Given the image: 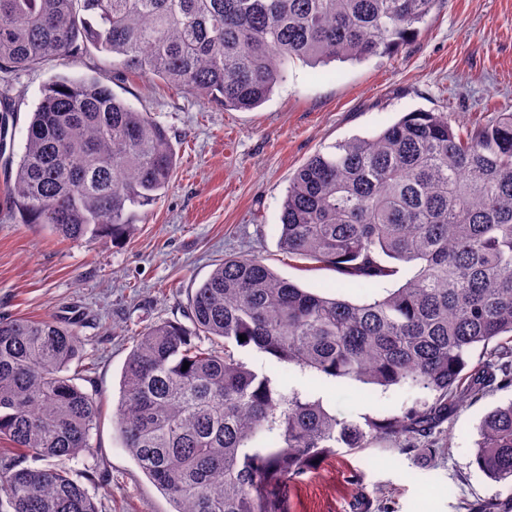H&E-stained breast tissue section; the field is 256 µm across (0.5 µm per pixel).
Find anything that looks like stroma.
<instances>
[{"instance_id": "obj_1", "label": "stroma", "mask_w": 512, "mask_h": 512, "mask_svg": "<svg viewBox=\"0 0 512 512\" xmlns=\"http://www.w3.org/2000/svg\"><path fill=\"white\" fill-rule=\"evenodd\" d=\"M92 75L119 99L150 113L170 131L173 182L120 242L72 241L41 224L21 223L0 197V316L75 319L93 370L71 366L98 402L101 418L84 459L104 479L89 491L102 512H171L172 506L122 443L112 413L132 338L150 324L178 320L191 289L215 264L254 255L301 288L319 292L340 276L279 246L281 202L296 171L318 151L369 137L415 110L445 112L470 126L512 106V0H438L406 46L383 58L288 67L270 99L250 111L227 110L163 81L123 71L118 59L88 49L18 72L13 149L46 84L56 75ZM249 365L276 371L288 387L322 399L339 417L362 421L414 407L424 393L348 380L332 388L295 365L250 355ZM512 399V386L485 388L449 413L444 436L402 453L381 445L337 449L304 480L288 485L289 512H463L464 504L497 498L498 484L473 462L478 426ZM365 473L362 489L350 485Z\"/></svg>"}]
</instances>
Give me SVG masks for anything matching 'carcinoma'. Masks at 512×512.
Segmentation results:
<instances>
[{"label": "carcinoma", "instance_id": "obj_1", "mask_svg": "<svg viewBox=\"0 0 512 512\" xmlns=\"http://www.w3.org/2000/svg\"><path fill=\"white\" fill-rule=\"evenodd\" d=\"M438 0H0V100L14 73L85 46L226 109L271 97L295 61L382 57L407 44ZM0 190L24 224L73 241H116L169 189L168 129L94 77L51 80ZM280 248L373 287L353 303L311 292L263 259L224 260L184 317L134 336L114 423L173 512H288L286 485L338 448L407 452L496 380L512 386V107L471 128L413 111L372 137L304 163L281 204ZM398 288L378 290L401 265ZM246 336L240 341L239 336ZM82 337L54 318L0 317V495L11 512H100L69 462L90 449L96 400L70 365ZM482 348L486 358L471 363ZM264 354L327 385L410 386L420 404L340 419L320 399L250 368ZM189 368L182 370L184 362ZM474 463L512 505V401L489 412Z\"/></svg>", "mask_w": 512, "mask_h": 512}]
</instances>
